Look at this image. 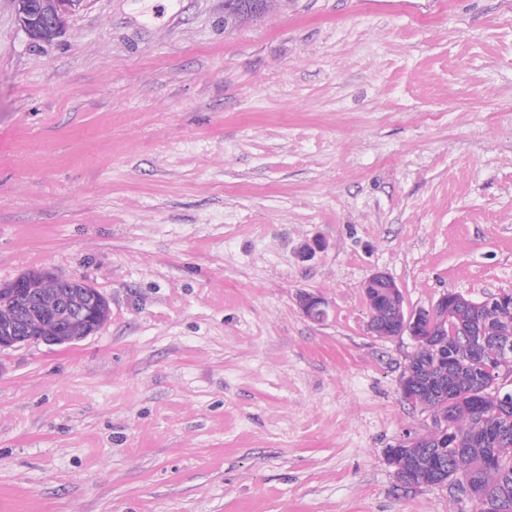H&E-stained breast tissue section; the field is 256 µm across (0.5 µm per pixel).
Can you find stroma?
<instances>
[{
  "instance_id": "stroma-1",
  "label": "stroma",
  "mask_w": 512,
  "mask_h": 512,
  "mask_svg": "<svg viewBox=\"0 0 512 512\" xmlns=\"http://www.w3.org/2000/svg\"><path fill=\"white\" fill-rule=\"evenodd\" d=\"M41 269L111 317L0 352V512H475L393 476L432 418L363 284L512 289V0H85L49 46L0 0V283Z\"/></svg>"
}]
</instances>
